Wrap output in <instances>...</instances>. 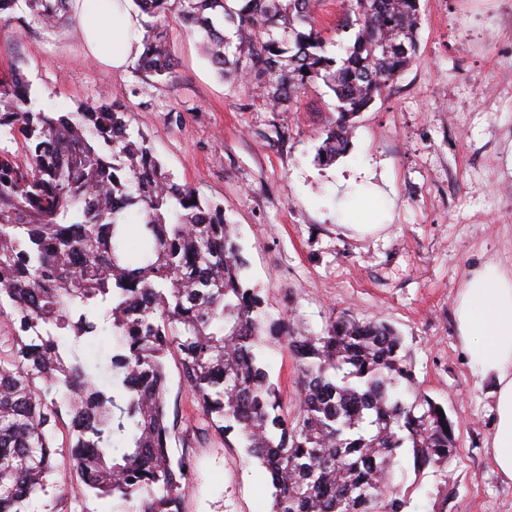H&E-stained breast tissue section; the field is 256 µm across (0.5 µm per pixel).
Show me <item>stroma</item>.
<instances>
[{
    "instance_id": "1",
    "label": "stroma",
    "mask_w": 512,
    "mask_h": 512,
    "mask_svg": "<svg viewBox=\"0 0 512 512\" xmlns=\"http://www.w3.org/2000/svg\"><path fill=\"white\" fill-rule=\"evenodd\" d=\"M419 50L353 120L347 151L317 159L336 100L324 85L275 112L224 82L197 49L199 37L170 22L176 66L158 79L135 64L90 62L75 26L45 29L27 11L0 27V70L15 69L38 104L74 111L119 93L178 182L221 205L236 225L246 282L272 316L315 333L339 316L385 322L404 338L414 384L456 424L447 469L395 466L410 489L406 512H512V482L486 451L494 430L493 383L468 363L454 302L487 264L512 269V0H420ZM351 204L341 209L338 184ZM387 184L388 201L366 190ZM370 232H360V225ZM263 363L286 405L298 367L285 345L265 342ZM171 450L189 460L183 512H270L262 468L208 427L168 357Z\"/></svg>"
}]
</instances>
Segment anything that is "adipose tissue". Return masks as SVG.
Wrapping results in <instances>:
<instances>
[{"label":"adipose tissue","mask_w":512,"mask_h":512,"mask_svg":"<svg viewBox=\"0 0 512 512\" xmlns=\"http://www.w3.org/2000/svg\"><path fill=\"white\" fill-rule=\"evenodd\" d=\"M73 15L90 60L109 69L128 64L142 36L131 4L74 0ZM454 317L471 367L495 382L488 452L500 475L512 481V275L493 265L472 273L458 293Z\"/></svg>","instance_id":"adipose-tissue-1"}]
</instances>
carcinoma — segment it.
I'll return each mask as SVG.
<instances>
[{
    "label": "carcinoma",
    "instance_id": "1",
    "mask_svg": "<svg viewBox=\"0 0 512 512\" xmlns=\"http://www.w3.org/2000/svg\"><path fill=\"white\" fill-rule=\"evenodd\" d=\"M21 1L47 25L72 18V0H0L1 26ZM132 2L148 17L136 63L146 75L174 69L173 17L199 34L224 81L275 112L325 85L338 112L317 149L325 162L418 48L420 0H348L336 30L355 36L341 56L327 51L321 0ZM2 130L30 149L22 165L0 150V512H30L43 497V512H62L69 491L53 476L65 420L81 494L112 497L121 512H182L189 464L169 451L172 348L210 426L235 433L264 470L271 512H403L395 457L421 472L456 455L439 404L399 395L414 378L391 326L339 316L313 333L270 318L223 208L193 202L119 95L55 112L19 73L1 72ZM106 328L112 354L90 363L79 344ZM268 338L297 362L291 417L259 355Z\"/></svg>",
    "mask_w": 512,
    "mask_h": 512
}]
</instances>
